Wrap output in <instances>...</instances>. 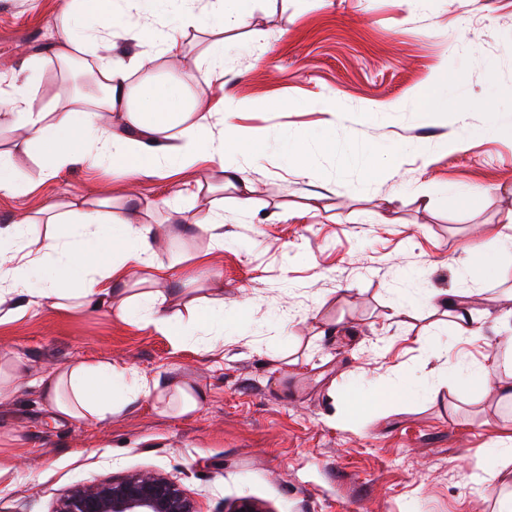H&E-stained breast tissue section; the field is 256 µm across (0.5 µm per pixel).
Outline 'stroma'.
<instances>
[{
    "mask_svg": "<svg viewBox=\"0 0 512 512\" xmlns=\"http://www.w3.org/2000/svg\"><path fill=\"white\" fill-rule=\"evenodd\" d=\"M69 0H0V98L27 85L70 108L73 73L53 35ZM224 34V73L206 71L204 35H183L181 70L201 99L239 100L240 162L255 191L221 188L219 162L139 181L73 163L45 175L15 163L29 191L0 194V221L111 191L151 207L174 283L224 285V330L165 336L107 308L36 307L0 319V356L27 371L0 400V512H55L76 485L167 475L200 512L247 498L269 512H496L512 491V401L480 383L512 327V247L478 265L474 247L512 214V0H246ZM444 83L456 110L429 111ZM336 100L335 113L317 102ZM482 98L487 108H468ZM306 146L296 171L289 146ZM208 189L197 192L198 184ZM224 216V243L195 227ZM468 303L473 343L436 312V294ZM112 359L179 377L205 399L187 415L142 399L102 422L57 417L33 377L75 358ZM401 385L380 401L379 387ZM363 409L346 421V394ZM340 420L329 423L330 410ZM483 478L470 480L476 465Z\"/></svg>",
    "mask_w": 512,
    "mask_h": 512,
    "instance_id": "obj_1",
    "label": "stroma"
}]
</instances>
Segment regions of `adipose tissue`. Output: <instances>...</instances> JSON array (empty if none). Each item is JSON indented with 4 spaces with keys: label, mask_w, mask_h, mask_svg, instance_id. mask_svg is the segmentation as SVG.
<instances>
[{
    "label": "adipose tissue",
    "mask_w": 512,
    "mask_h": 512,
    "mask_svg": "<svg viewBox=\"0 0 512 512\" xmlns=\"http://www.w3.org/2000/svg\"><path fill=\"white\" fill-rule=\"evenodd\" d=\"M147 6L154 12H179L184 28L209 34L201 58L211 71H223L224 32L237 25L236 11L225 10L207 23L189 0H147ZM69 12H93L103 23L96 29L77 24L58 36L56 57L64 63L88 41L111 40L112 23L122 17L124 7L122 0H70ZM145 65L140 56L127 61L109 53L98 56L94 78L102 93L93 97L89 110L55 112L36 105L27 88L18 87L9 105L23 136L12 148L0 150V194L28 189L13 162L17 151L47 157L52 173L91 158L139 178L191 168L216 157L223 164L224 184L250 193L251 182L237 162L245 149L243 141L233 125L217 136L210 129L213 116H233L239 103L223 97L204 106L191 95L192 75L182 71L148 85L139 100H131L128 75ZM105 112L119 117L112 128L100 123ZM143 210L142 200L135 197L125 198L117 208L108 199L52 202L42 214L53 229L34 241L29 238V221L1 224L0 307L17 319L33 307L105 306L118 319L138 315L160 333L177 335L182 313L196 311L209 297L185 288L160 290L171 267L153 249L155 227L141 222ZM37 384L54 414L90 422L121 412L143 397L177 415L200 406L199 394L188 384L132 372L109 359L74 361L47 372Z\"/></svg>",
    "instance_id": "ef3b65f1"
}]
</instances>
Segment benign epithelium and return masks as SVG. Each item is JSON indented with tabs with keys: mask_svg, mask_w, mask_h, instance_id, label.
<instances>
[{
	"mask_svg": "<svg viewBox=\"0 0 512 512\" xmlns=\"http://www.w3.org/2000/svg\"><path fill=\"white\" fill-rule=\"evenodd\" d=\"M56 512H199L169 478L138 473L93 486L77 485Z\"/></svg>",
	"mask_w": 512,
	"mask_h": 512,
	"instance_id": "obj_1",
	"label": "benign epithelium"
}]
</instances>
